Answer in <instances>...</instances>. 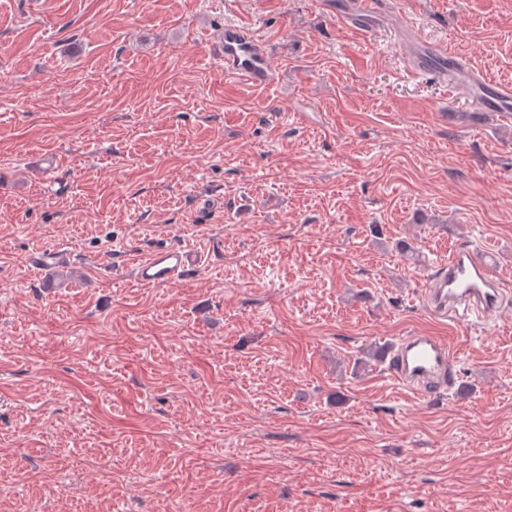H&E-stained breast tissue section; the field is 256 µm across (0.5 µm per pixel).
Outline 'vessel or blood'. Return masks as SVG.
Instances as JSON below:
<instances>
[{"mask_svg": "<svg viewBox=\"0 0 512 512\" xmlns=\"http://www.w3.org/2000/svg\"><path fill=\"white\" fill-rule=\"evenodd\" d=\"M221 43L226 73L255 85L268 81L267 54L249 29L225 25ZM404 52L414 66L442 73L447 70L449 52L445 46H430L417 39L406 44ZM458 83L466 93L480 97L489 110H512L511 89L470 73L461 74ZM193 258V253L182 246L157 248L134 260L133 277L144 286H165L177 280ZM502 285L503 279L489 254L454 248L440 264L437 278L425 292V300L432 312L444 318L456 317L462 309L483 315L497 308ZM387 356L392 380L417 396H426L429 389L455 381L456 354L445 338L418 332L403 337Z\"/></svg>", "mask_w": 512, "mask_h": 512, "instance_id": "b4317fda", "label": "vessel or blood"}]
</instances>
